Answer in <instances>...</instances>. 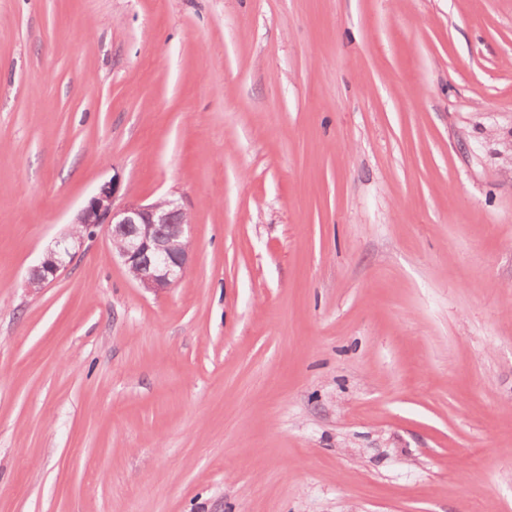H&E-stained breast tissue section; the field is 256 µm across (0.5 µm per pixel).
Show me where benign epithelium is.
Masks as SVG:
<instances>
[{"mask_svg":"<svg viewBox=\"0 0 512 512\" xmlns=\"http://www.w3.org/2000/svg\"><path fill=\"white\" fill-rule=\"evenodd\" d=\"M77 226L87 230L106 227L112 257L149 292L160 293L172 287L189 267L192 220L185 207L170 198L148 204H118L114 183L106 181L84 201L72 228L29 271L25 288L36 292L55 281L68 267L84 239L83 234L75 231Z\"/></svg>","mask_w":512,"mask_h":512,"instance_id":"1","label":"benign epithelium"}]
</instances>
